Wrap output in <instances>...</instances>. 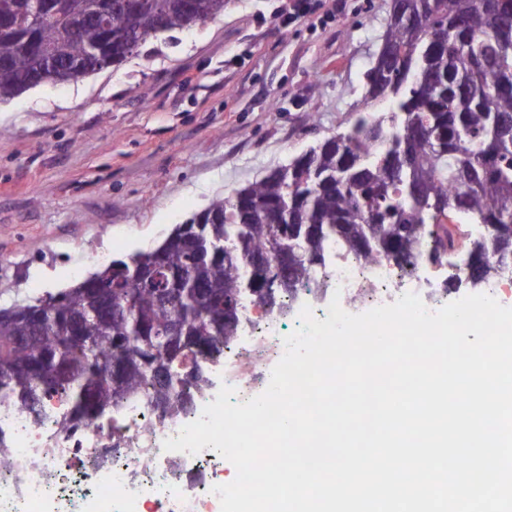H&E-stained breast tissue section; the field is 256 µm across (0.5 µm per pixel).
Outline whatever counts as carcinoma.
<instances>
[{
	"mask_svg": "<svg viewBox=\"0 0 512 512\" xmlns=\"http://www.w3.org/2000/svg\"><path fill=\"white\" fill-rule=\"evenodd\" d=\"M48 15L29 25L31 0H0V102L44 83L77 81L101 70L106 57L118 66L162 31L189 24L192 0H112V29L95 18L106 0H46ZM512 0H494L490 11H468L463 0H416L412 15L388 22L384 39L397 49L384 71L365 73L364 110L351 125L361 133L342 144L323 142L231 197L217 196L190 224L205 225L196 237L174 228L160 248L111 261L98 274L104 287L86 279L43 300V315L20 305L12 321H0V398L40 415L57 396L66 405L58 422L69 430L101 421L124 400L144 399L150 408L167 404V414L186 408L183 392L203 390L208 380L188 374L201 365L193 340H208L209 361L224 354L246 299L281 307L266 298L263 283L280 276L274 262L282 237L309 236L302 258L288 271L293 285L308 282L334 246L370 263L404 268L420 258L419 243L461 248L473 257L464 282L486 287L506 280L498 259L512 258V43L492 37ZM388 101L386 112L371 107ZM408 149L414 167L396 170ZM288 223L273 226L283 203ZM266 258L255 271L256 289L244 288L248 262ZM155 273L158 284L175 290L176 301L157 297L148 281L132 272ZM184 345L172 356L175 376L158 381L144 360L154 354L172 326ZM72 331L83 337L66 343ZM61 362L64 376L41 381L36 366ZM124 366L112 382L115 364Z\"/></svg>",
	"mask_w": 512,
	"mask_h": 512,
	"instance_id": "obj_1",
	"label": "carcinoma"
}]
</instances>
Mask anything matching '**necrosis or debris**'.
Masks as SVG:
<instances>
[{"label":"necrosis or debris","instance_id":"4bbe7bcc","mask_svg":"<svg viewBox=\"0 0 512 512\" xmlns=\"http://www.w3.org/2000/svg\"><path fill=\"white\" fill-rule=\"evenodd\" d=\"M447 263L430 270L416 264L399 269L339 256L314 271L312 281L340 293L346 312L367 311L413 292L427 300L442 293ZM244 330L208 365L211 385L198 392L187 412L152 422L145 402L123 405L116 418L92 422L74 432L57 420L65 407L48 399L41 419L0 402V512H221L214 486L224 482V459L211 448L197 454L167 451L163 442L178 437L215 401L221 386L234 400L247 402L270 380L285 353L282 313L246 304Z\"/></svg>","mask_w":512,"mask_h":512}]
</instances>
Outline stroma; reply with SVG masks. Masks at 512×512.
Listing matches in <instances>:
<instances>
[{"instance_id": "obj_1", "label": "stroma", "mask_w": 512, "mask_h": 512, "mask_svg": "<svg viewBox=\"0 0 512 512\" xmlns=\"http://www.w3.org/2000/svg\"><path fill=\"white\" fill-rule=\"evenodd\" d=\"M389 0H226L121 65L0 103V308L57 293L157 246L217 196L288 164L353 120ZM288 14L274 19L275 23L282 27H288L301 19H309L322 7V0H290Z\"/></svg>"}]
</instances>
